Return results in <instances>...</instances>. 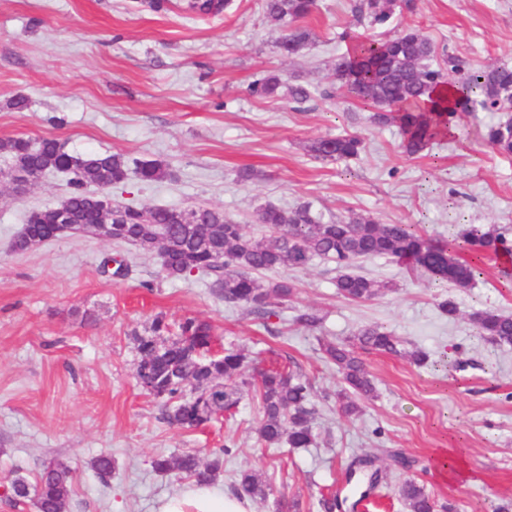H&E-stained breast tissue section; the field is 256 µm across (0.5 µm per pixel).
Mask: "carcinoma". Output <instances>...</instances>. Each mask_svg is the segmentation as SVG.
<instances>
[{"label": "carcinoma", "instance_id": "obj_1", "mask_svg": "<svg viewBox=\"0 0 512 512\" xmlns=\"http://www.w3.org/2000/svg\"><path fill=\"white\" fill-rule=\"evenodd\" d=\"M227 7V0H183L179 5L182 11L197 16H215ZM315 8L316 0H264L268 21L295 24L279 43L282 54L292 56L311 42L312 31L300 21L310 17ZM398 8L411 10L413 4L411 0H364L359 6L373 27L390 24ZM433 54L431 40L408 28L380 42L357 44L336 62L340 95L367 107L372 123L398 124L403 135L400 149L407 156L423 152L440 133L456 125L470 103L477 100L484 109L499 112L503 104L512 102V66L501 63L473 70L450 55L446 68H433L427 64ZM445 84L453 89L451 96H434ZM280 87V77L267 74L251 84L250 92L267 97ZM484 139L498 153L512 155V115L503 114L487 128ZM364 149L365 142L357 134L323 138L310 146L316 156L334 160L357 157ZM0 157L10 169L20 166L33 172L66 174L72 217L77 224L102 222L100 210L89 196L91 187L117 184L127 176L122 154L73 155L54 138L0 140ZM137 173L145 182L170 176L168 168L157 160L139 163ZM49 212L46 207L29 216L25 238L50 237ZM113 214V241L157 250L169 277L205 273L215 295L267 319L288 306L296 288L286 277L264 280L260 274L305 268L316 258L336 263L339 295L365 302L382 295L388 285L357 273L360 260L391 258L414 272L427 273L465 290L473 285L481 258L512 255V243L495 228L471 225L463 229L461 242L440 244L412 224H381L366 214L352 213L323 222L312 215L307 204L261 210L258 222L266 226L267 234L260 238L247 235L242 225L226 218L218 208L140 210L116 205ZM471 320L480 335L499 344H512V316L482 309L474 311ZM213 342L209 322L186 317L174 330L162 314L152 320L147 334L137 338L136 378L148 394L161 398L166 408L164 420L178 428H195L234 408L247 389L259 399L262 419L257 435L261 444L268 448L284 443L292 448L313 445L315 409L307 380L290 368L248 376L247 356L241 350L231 347L221 355H210ZM358 348L403 354L417 364L425 361L423 353L405 350L398 337L379 325L365 326L345 342L322 344L326 359L343 377L345 387L337 396L340 410L348 416L361 412L357 400L374 393ZM227 452V446L213 449L206 461L197 451L177 457L162 455L153 459L152 468L161 474L178 472L198 485L210 484L216 482ZM93 468L101 480H108L114 468L112 456L99 455ZM12 486L15 501L31 500L37 512H65L72 492V471L63 463L50 462L34 481L16 477ZM270 491V485L252 469L241 471L233 486V495L240 499H265ZM400 495L408 512H434V502L417 482H406Z\"/></svg>", "mask_w": 512, "mask_h": 512}]
</instances>
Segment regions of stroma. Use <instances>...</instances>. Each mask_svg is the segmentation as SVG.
I'll return each mask as SVG.
<instances>
[{
	"label": "stroma",
	"mask_w": 512,
	"mask_h": 512,
	"mask_svg": "<svg viewBox=\"0 0 512 512\" xmlns=\"http://www.w3.org/2000/svg\"><path fill=\"white\" fill-rule=\"evenodd\" d=\"M356 4L318 0L307 21L313 42L286 56L278 44L287 29L267 21L262 0H232L223 14L202 19L172 4L153 10L148 0H0V140L51 137L73 154L162 161L169 178L144 182L128 173L112 186L113 202L208 205L253 237L266 231L262 207L302 202L325 221L367 213L383 224L417 225L440 242L458 239L467 224L512 237V157L484 143L498 113L473 106L454 134L407 158L399 127L371 123L356 101L288 97L292 85L328 86L337 59L356 42L408 27L432 41L434 66L451 54L474 69L512 65V0H414L383 28L361 20ZM268 73L280 75L282 87L251 96L250 84ZM19 96L27 100L21 110L12 106ZM344 132L364 139L359 157L310 152L316 140ZM243 167L258 179L239 181ZM68 193L58 172L42 174L22 196L0 178V512H36L32 502L12 504L2 487L35 477L52 460L73 472L66 512H156L192 482L154 472L153 458L224 446L219 493H230L243 469L260 471L270 485L268 499L249 501V512H323L322 498L333 494L342 512H406L399 490L408 480L425 487L435 512L512 505V345L481 336L470 318L485 308L512 314V262L482 259L474 284L461 291L395 260L369 259L361 274L392 289L351 302L336 292L333 263L317 258L288 270L295 297L262 320L215 296L206 276L166 277L157 252L126 243L65 237L14 252L29 215ZM113 254L128 263L125 277L100 271ZM444 298L456 302L455 318L441 314ZM306 308L322 319L316 331L295 321ZM159 314L172 324L208 321L219 346L243 350L251 366H296L318 410L315 443L262 447V415L250 393L220 420L170 427L161 402L136 379L135 338ZM376 323L427 360L364 354L375 395L347 418L336 403L341 376L320 343ZM447 448L467 478L439 472ZM394 451L412 467L395 465ZM103 453L115 461L106 483L92 467ZM375 469L381 479L373 488Z\"/></svg>",
	"instance_id": "stroma-1"
}]
</instances>
